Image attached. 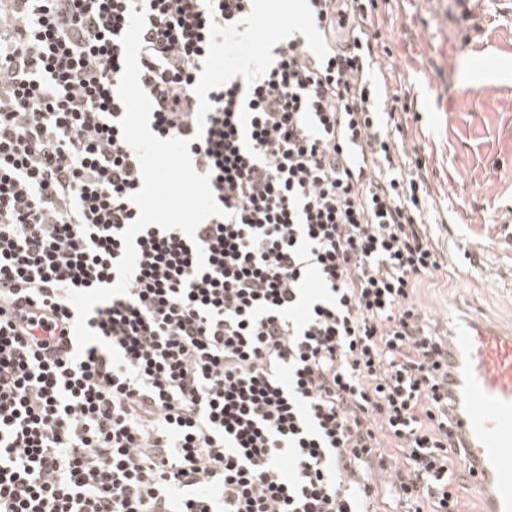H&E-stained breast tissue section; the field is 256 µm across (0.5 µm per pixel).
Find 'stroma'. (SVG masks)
I'll return each instance as SVG.
<instances>
[{
  "label": "stroma",
  "mask_w": 512,
  "mask_h": 512,
  "mask_svg": "<svg viewBox=\"0 0 512 512\" xmlns=\"http://www.w3.org/2000/svg\"><path fill=\"white\" fill-rule=\"evenodd\" d=\"M370 29L387 75L382 101L408 116L449 272L416 295L432 334L471 312L512 325V22L465 0H374ZM497 57L486 68L482 57ZM479 248L471 257L469 247Z\"/></svg>",
  "instance_id": "stroma-1"
}]
</instances>
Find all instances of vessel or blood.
I'll return each instance as SVG.
<instances>
[{
    "label": "vessel or blood",
    "instance_id": "1",
    "mask_svg": "<svg viewBox=\"0 0 512 512\" xmlns=\"http://www.w3.org/2000/svg\"><path fill=\"white\" fill-rule=\"evenodd\" d=\"M448 395L459 462L483 497V512H512V328L478 318L448 333Z\"/></svg>",
    "mask_w": 512,
    "mask_h": 512
}]
</instances>
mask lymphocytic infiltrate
I'll list each match as a JSON object with an SVG mask.
<instances>
[{
  "instance_id": "lymphocytic-infiltrate-1",
  "label": "lymphocytic infiltrate",
  "mask_w": 512,
  "mask_h": 512,
  "mask_svg": "<svg viewBox=\"0 0 512 512\" xmlns=\"http://www.w3.org/2000/svg\"><path fill=\"white\" fill-rule=\"evenodd\" d=\"M308 3L327 58L280 43L254 86L208 92L198 141L209 27L252 0H0V512H376L387 493L463 512L448 362L415 303L444 268L422 161L377 105L362 0ZM133 11L150 129L189 139L228 215L136 235L78 357L66 292L116 283L139 215L116 94Z\"/></svg>"
}]
</instances>
